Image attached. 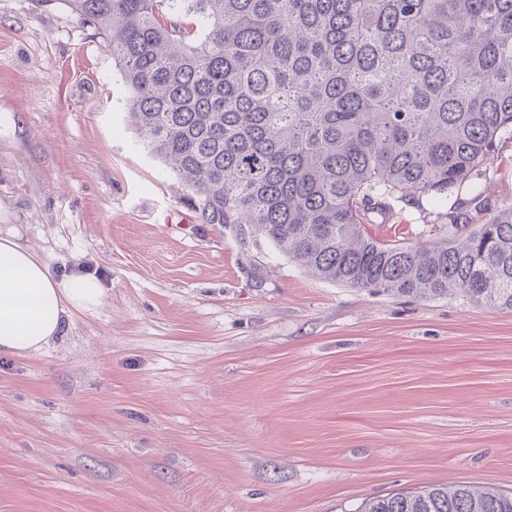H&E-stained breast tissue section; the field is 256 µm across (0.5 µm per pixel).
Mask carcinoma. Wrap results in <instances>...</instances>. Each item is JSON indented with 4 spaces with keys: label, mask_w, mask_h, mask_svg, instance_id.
Segmentation results:
<instances>
[{
    "label": "carcinoma",
    "mask_w": 512,
    "mask_h": 512,
    "mask_svg": "<svg viewBox=\"0 0 512 512\" xmlns=\"http://www.w3.org/2000/svg\"><path fill=\"white\" fill-rule=\"evenodd\" d=\"M67 2L206 223L253 224L321 280L512 310V209L433 245L367 231L417 194L444 204L512 129V0ZM363 512H512V496L432 485Z\"/></svg>",
    "instance_id": "obj_1"
}]
</instances>
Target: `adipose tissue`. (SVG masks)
<instances>
[{
    "instance_id": "ef3b65f1",
    "label": "adipose tissue",
    "mask_w": 512,
    "mask_h": 512,
    "mask_svg": "<svg viewBox=\"0 0 512 512\" xmlns=\"http://www.w3.org/2000/svg\"><path fill=\"white\" fill-rule=\"evenodd\" d=\"M104 296L96 277H56L32 250L0 234V354L41 352L62 336L74 311L96 308Z\"/></svg>"
}]
</instances>
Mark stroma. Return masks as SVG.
<instances>
[{"mask_svg": "<svg viewBox=\"0 0 512 512\" xmlns=\"http://www.w3.org/2000/svg\"><path fill=\"white\" fill-rule=\"evenodd\" d=\"M369 225L432 244L512 209L482 175ZM0 228L106 287L41 353L0 356V512H360L430 485L512 493V311L312 277L208 224L138 145L121 66L67 0H0Z\"/></svg>", "mask_w": 512, "mask_h": 512, "instance_id": "obj_1", "label": "stroma"}]
</instances>
